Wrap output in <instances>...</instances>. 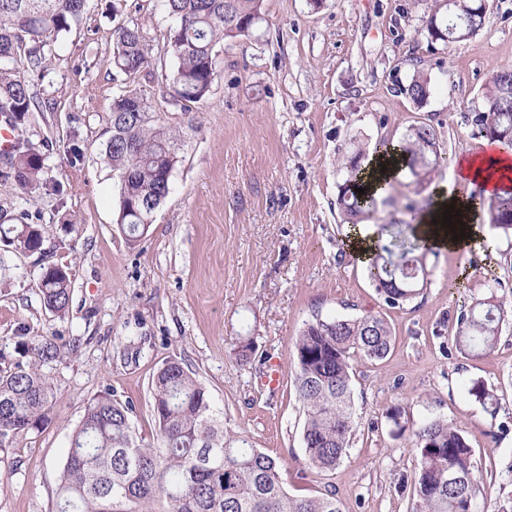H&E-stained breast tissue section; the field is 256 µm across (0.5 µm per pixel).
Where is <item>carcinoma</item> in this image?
Wrapping results in <instances>:
<instances>
[{"label": "carcinoma", "instance_id": "cac0c4a2", "mask_svg": "<svg viewBox=\"0 0 512 512\" xmlns=\"http://www.w3.org/2000/svg\"><path fill=\"white\" fill-rule=\"evenodd\" d=\"M87 0H0V114L16 132L26 124L37 101L29 81L45 77V52L80 21ZM177 19L168 44L177 59L172 96L188 108L206 98L216 74L217 47L227 38L247 33L261 19L263 0H166ZM455 12L469 19L464 33L448 29L437 17L430 20L431 37L444 43L468 39L485 25L478 0H456ZM116 66L134 82L149 66L151 48L137 23L116 33ZM23 65L19 73L17 65ZM405 92L417 103L430 95V81L416 75ZM471 122L484 137L512 145V79L490 83L482 109ZM110 124L122 126V137L109 138L105 158L120 180L130 178L135 194L119 199L117 220L134 245L152 223L153 214L170 193V178L180 162L179 135L161 123L137 88L117 96ZM402 162L424 181L437 167L441 150L434 128H409L399 146ZM363 154L345 163L339 204L350 217L365 219L376 197L364 187ZM9 174L23 190L60 192L59 183L45 176V157L16 142L7 156ZM485 210L489 224L512 233V184L493 194L472 196ZM413 239L394 233L395 241L376 245L367 270L385 302L396 307L419 296L426 283L424 258L428 250L407 225ZM0 241L16 251L42 252L43 237L33 224L0 227ZM39 291L46 309L64 314L70 304L68 272L49 265L40 275ZM505 321V306L491 296L476 301L458 319L456 343L467 356L493 351ZM29 357L25 365L0 371V447L19 434L42 429L50 419L55 394L42 367L56 361L63 345L56 336H24L19 341ZM393 345L385 318L323 317L314 314L294 342L292 373L302 406V441L310 463L332 471L347 456L354 432L352 375L354 362L384 359ZM156 444H146L132 427V406L109 392L93 398L75 429L56 491L55 512H343L332 494L292 496L280 482L279 462L249 446L247 440L224 431L205 386L170 359L151 381ZM469 394L494 413L498 399L481 381ZM419 459L413 475L412 512H475L476 486L482 480L473 449L459 429L441 419L424 422L414 433Z\"/></svg>", "mask_w": 512, "mask_h": 512}]
</instances>
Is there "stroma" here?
<instances>
[{"label": "stroma", "mask_w": 512, "mask_h": 512, "mask_svg": "<svg viewBox=\"0 0 512 512\" xmlns=\"http://www.w3.org/2000/svg\"><path fill=\"white\" fill-rule=\"evenodd\" d=\"M111 2L87 0L31 85L38 108L22 141L45 150L61 194L19 189L0 158V224L37 225L46 252L4 255L0 368L22 361L23 334L57 336L68 348L45 368L57 393L50 423L0 448V512H54L72 433L103 392L130 403L138 436L154 441L151 380L171 358L206 387L229 432L278 459L289 494L331 492L343 512H411L413 433L439 418L474 451L477 512H512V236L479 213L494 251L428 254L426 288L393 309L347 254L338 203L344 157L401 144L418 124L435 129L444 160L424 183L402 171L365 227L414 223L440 187L468 193L455 161L483 151L471 115L492 77L512 71V0H488L484 28L447 44L428 30L445 0H264L262 20L225 40L209 95L188 111L171 97L175 20L165 0H124L116 13ZM135 22L152 49L140 86L184 143L168 197L131 245L104 152L112 102L126 86L114 31ZM420 72L431 94L417 103L406 88ZM44 261L70 275L65 315L40 300ZM459 278L465 288L450 289ZM490 296L508 311L499 341L489 355H464L457 319ZM316 313L381 316L395 336L385 359L355 366V432L333 471L307 460L291 373L293 342ZM244 341L255 346L247 363L236 356ZM273 359L283 376L269 392L259 379ZM476 380L493 388L496 413L469 394Z\"/></svg>", "instance_id": "35a3bbf8"}]
</instances>
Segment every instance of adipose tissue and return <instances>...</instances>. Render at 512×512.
<instances>
[{"label": "adipose tissue", "instance_id": "adipose-tissue-1", "mask_svg": "<svg viewBox=\"0 0 512 512\" xmlns=\"http://www.w3.org/2000/svg\"><path fill=\"white\" fill-rule=\"evenodd\" d=\"M460 180L495 188L500 183L512 180V152L492 148L490 152L461 158L458 163ZM455 208L451 226H440L446 209ZM472 208L468 199L437 191L432 208L423 214L416 226L417 233L425 245L440 251L465 253L472 249L480 237L479 227L471 220ZM461 231V238H454V231Z\"/></svg>", "mask_w": 512, "mask_h": 512}]
</instances>
